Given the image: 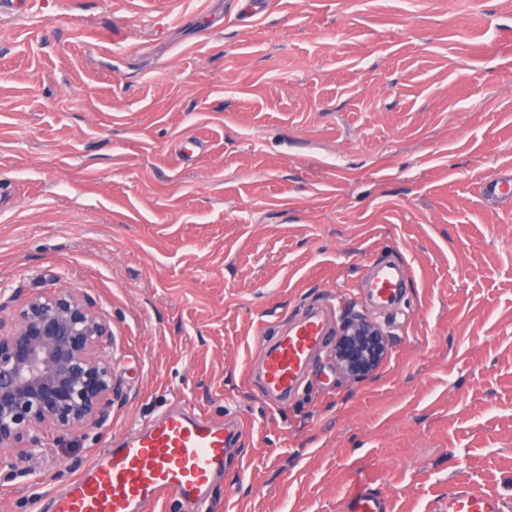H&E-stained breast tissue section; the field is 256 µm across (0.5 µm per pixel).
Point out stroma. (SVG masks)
<instances>
[{
	"instance_id": "1",
	"label": "stroma",
	"mask_w": 512,
	"mask_h": 512,
	"mask_svg": "<svg viewBox=\"0 0 512 512\" xmlns=\"http://www.w3.org/2000/svg\"><path fill=\"white\" fill-rule=\"evenodd\" d=\"M0 0V316L72 288L112 325L103 426L47 431L0 478L33 512L169 407L244 432L212 512H339L381 492L512 512V0ZM409 271L370 377L327 357L285 404L257 338L366 263ZM502 500L485 494L468 485L460 486L448 496V508L445 512H503Z\"/></svg>"
}]
</instances>
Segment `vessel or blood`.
<instances>
[{
	"label": "vessel or blood",
	"instance_id": "b4317fda",
	"mask_svg": "<svg viewBox=\"0 0 512 512\" xmlns=\"http://www.w3.org/2000/svg\"><path fill=\"white\" fill-rule=\"evenodd\" d=\"M407 273L402 261L369 263L358 282L373 309H397ZM334 300L310 309L275 336H259L264 356L255 383L270 401L288 398L298 389L316 355L328 347ZM242 435L236 418L217 424L206 416L168 410L148 427L116 444L99 449L83 471L63 489L39 500L44 512H156L166 500L189 501L194 512H208L209 490L224 471L225 456ZM343 512H389L384 497L366 495L349 502ZM446 512H504L500 498L460 486L448 498Z\"/></svg>",
	"mask_w": 512,
	"mask_h": 512
}]
</instances>
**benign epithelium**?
<instances>
[{
	"label": "benign epithelium",
	"instance_id": "benign-epithelium-1",
	"mask_svg": "<svg viewBox=\"0 0 512 512\" xmlns=\"http://www.w3.org/2000/svg\"><path fill=\"white\" fill-rule=\"evenodd\" d=\"M390 337L374 320L348 314L329 351L342 377L363 380L386 359ZM117 379L112 325L81 292L32 296L0 320V475L45 449L47 426L71 431L103 424Z\"/></svg>",
	"mask_w": 512,
	"mask_h": 512
}]
</instances>
